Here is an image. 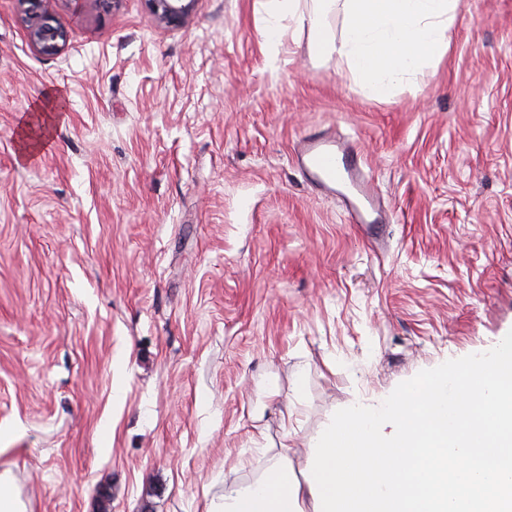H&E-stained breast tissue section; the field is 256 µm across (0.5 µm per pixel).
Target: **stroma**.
<instances>
[{
  "instance_id": "stroma-1",
  "label": "stroma",
  "mask_w": 512,
  "mask_h": 512,
  "mask_svg": "<svg viewBox=\"0 0 512 512\" xmlns=\"http://www.w3.org/2000/svg\"><path fill=\"white\" fill-rule=\"evenodd\" d=\"M0 0V471L28 512H202L292 433L512 331V0L372 97L266 0ZM348 136L387 224L295 161ZM54 1L19 0L24 6L30 42L40 54L51 58L61 54L66 41L65 31L53 24ZM155 20L166 27L178 28L191 18L196 0H148Z\"/></svg>"
}]
</instances>
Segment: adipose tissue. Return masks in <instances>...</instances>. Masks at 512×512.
<instances>
[{"mask_svg": "<svg viewBox=\"0 0 512 512\" xmlns=\"http://www.w3.org/2000/svg\"><path fill=\"white\" fill-rule=\"evenodd\" d=\"M297 2L267 0L268 12L308 27L316 55L344 58L370 94L383 98L396 83L446 54L459 0H341L344 27L338 38L326 34L319 14L299 11ZM291 450L283 445L278 461L259 480L209 502L204 512H307L311 488L296 478Z\"/></svg>", "mask_w": 512, "mask_h": 512, "instance_id": "1", "label": "adipose tissue"}]
</instances>
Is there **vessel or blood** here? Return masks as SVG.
<instances>
[{"label":"vessel or blood","instance_id":"obj_1","mask_svg":"<svg viewBox=\"0 0 512 512\" xmlns=\"http://www.w3.org/2000/svg\"><path fill=\"white\" fill-rule=\"evenodd\" d=\"M295 159L318 187L330 190L343 184L349 210L359 223L376 228L370 217L376 201L373 180L355 147L333 136H308L300 140Z\"/></svg>","mask_w":512,"mask_h":512}]
</instances>
